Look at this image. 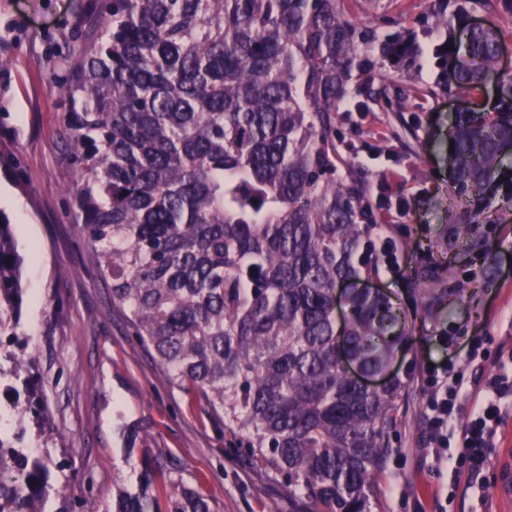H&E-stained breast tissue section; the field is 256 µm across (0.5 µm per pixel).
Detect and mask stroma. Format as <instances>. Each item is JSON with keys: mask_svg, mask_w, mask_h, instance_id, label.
Returning <instances> with one entry per match:
<instances>
[{"mask_svg": "<svg viewBox=\"0 0 512 512\" xmlns=\"http://www.w3.org/2000/svg\"><path fill=\"white\" fill-rule=\"evenodd\" d=\"M107 0H0V185L10 198L0 213L13 224L24 258L22 331L36 359L37 397L48 426L39 436L53 471L75 505L95 502L112 512V485L137 473L126 448H145L158 501L171 480H183L217 512H294L280 483L233 456L224 425L204 398L169 384L152 353L133 336L109 282L76 224L75 174L61 136L68 105L52 91L61 58L82 45ZM355 23L373 11L412 26L424 0H345ZM482 93L408 97L391 109L342 107L336 124L348 143L344 161L365 170L372 202L388 195L380 215L393 240L404 242L400 276L359 281L386 294L406 316L408 336L390 371L408 388L389 433L390 454L376 480L383 512H512L500 494L512 453V416L501 427L488 465L473 473L438 468L427 446L421 396L409 378L424 363L448 359L439 333L467 343L483 339L492 353L472 379L497 371L500 349H512V205L479 201L488 223L479 238L454 231L449 196L448 125L455 112L480 110Z\"/></svg>", "mask_w": 512, "mask_h": 512, "instance_id": "1", "label": "stroma"}]
</instances>
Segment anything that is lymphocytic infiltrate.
I'll use <instances>...</instances> for the list:
<instances>
[{
	"label": "lymphocytic infiltrate",
	"mask_w": 512,
	"mask_h": 512,
	"mask_svg": "<svg viewBox=\"0 0 512 512\" xmlns=\"http://www.w3.org/2000/svg\"><path fill=\"white\" fill-rule=\"evenodd\" d=\"M428 443L437 464L451 466L447 453L452 437H459L470 471H480L488 460L500 427L512 416V365L500 362L498 372L487 379L479 392L454 363L423 367L418 378ZM473 408L463 427L456 416L464 402Z\"/></svg>",
	"instance_id": "1"
}]
</instances>
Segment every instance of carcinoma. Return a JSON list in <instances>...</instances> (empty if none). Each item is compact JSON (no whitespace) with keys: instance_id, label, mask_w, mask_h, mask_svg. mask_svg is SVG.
<instances>
[{"instance_id":"1","label":"carcinoma","mask_w":512,"mask_h":512,"mask_svg":"<svg viewBox=\"0 0 512 512\" xmlns=\"http://www.w3.org/2000/svg\"><path fill=\"white\" fill-rule=\"evenodd\" d=\"M341 0H112L96 36L62 66L54 88L78 175L76 223L112 299L167 379L224 416L229 443L280 482L293 512H373L404 383L358 388L338 354L384 371L405 340L389 297L351 292L336 326V289L375 273L374 213L363 176L342 170L336 112L352 98L391 107L379 69L411 75L415 28L374 13L357 26ZM512 0H427L443 39L423 90L471 94L495 69L502 37L473 13ZM453 10H448V6ZM453 49H447V46ZM455 232L479 234L467 204L502 192L512 154V73L491 111L461 112L448 130ZM22 258L0 213V347L23 346ZM0 391L11 411H43L32 358L9 351ZM26 427L0 432V512H70L47 468L25 448ZM148 458L137 489H113L112 512H157ZM167 512H214L177 481Z\"/></svg>"}]
</instances>
